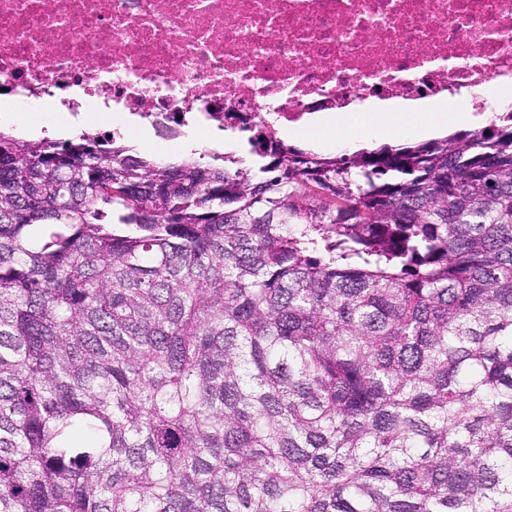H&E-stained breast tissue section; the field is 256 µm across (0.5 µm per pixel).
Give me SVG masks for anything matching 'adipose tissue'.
Returning a JSON list of instances; mask_svg holds the SVG:
<instances>
[{
	"label": "adipose tissue",
	"mask_w": 512,
	"mask_h": 512,
	"mask_svg": "<svg viewBox=\"0 0 512 512\" xmlns=\"http://www.w3.org/2000/svg\"><path fill=\"white\" fill-rule=\"evenodd\" d=\"M52 114L46 128L28 123L25 113L19 112L15 98L0 99V123L15 126L25 137L49 133L65 136L77 129L82 119L56 111L54 103H47ZM480 116L463 111L461 100L446 101L435 98L418 101H375L364 112H318L304 119L303 127H285L284 139L299 142L320 151L335 146L356 149L374 141L430 139L441 136L449 124L472 126L480 123Z\"/></svg>",
	"instance_id": "obj_1"
}]
</instances>
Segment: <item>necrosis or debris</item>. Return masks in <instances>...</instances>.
<instances>
[{"mask_svg": "<svg viewBox=\"0 0 512 512\" xmlns=\"http://www.w3.org/2000/svg\"><path fill=\"white\" fill-rule=\"evenodd\" d=\"M512 85V0H0V95L73 115L133 107L279 142L278 128L369 99Z\"/></svg>", "mask_w": 512, "mask_h": 512, "instance_id": "1", "label": "necrosis or debris"}]
</instances>
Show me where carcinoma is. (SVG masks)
<instances>
[{
    "mask_svg": "<svg viewBox=\"0 0 512 512\" xmlns=\"http://www.w3.org/2000/svg\"><path fill=\"white\" fill-rule=\"evenodd\" d=\"M252 153L0 130V512H512V115Z\"/></svg>",
    "mask_w": 512,
    "mask_h": 512,
    "instance_id": "1",
    "label": "carcinoma"
}]
</instances>
